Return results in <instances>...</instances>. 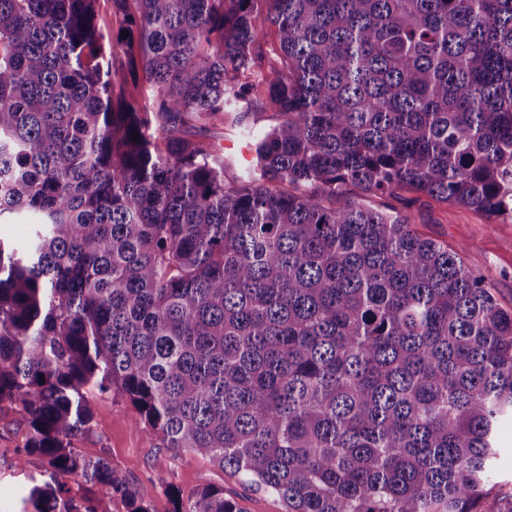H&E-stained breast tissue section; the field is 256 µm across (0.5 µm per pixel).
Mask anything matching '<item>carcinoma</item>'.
Instances as JSON below:
<instances>
[{"mask_svg": "<svg viewBox=\"0 0 512 512\" xmlns=\"http://www.w3.org/2000/svg\"><path fill=\"white\" fill-rule=\"evenodd\" d=\"M98 12L0 0V220L32 218L0 241V403L18 466L48 464L23 512H96L74 477L152 512L74 448L91 389L285 512H512V310L363 200L512 216V0H112L115 33ZM227 123L245 177L193 135ZM174 504L240 512L212 486ZM27 218L14 217L0 223V240L10 241L15 245L24 244L27 236ZM498 448H501L499 454V466L495 481L505 484L506 488H512V421L500 431L497 437Z\"/></svg>", "mask_w": 512, "mask_h": 512, "instance_id": "obj_1", "label": "carcinoma"}]
</instances>
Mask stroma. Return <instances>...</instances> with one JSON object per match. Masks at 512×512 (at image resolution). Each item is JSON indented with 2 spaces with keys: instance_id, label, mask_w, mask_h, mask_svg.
<instances>
[{
  "instance_id": "stroma-1",
  "label": "stroma",
  "mask_w": 512,
  "mask_h": 512,
  "mask_svg": "<svg viewBox=\"0 0 512 512\" xmlns=\"http://www.w3.org/2000/svg\"><path fill=\"white\" fill-rule=\"evenodd\" d=\"M366 202L411 214L420 234L461 250L469 268L490 276L499 304L512 308V217L490 219L415 192L370 196ZM87 400L93 411V433L75 441V448L88 457H107L129 482L150 490L152 512H173L174 498L189 499L207 485L223 488L242 512H283L280 499L252 491L208 458L175 455L162 448L158 437L142 429L139 413L128 400L95 390L88 392ZM24 436L18 406L0 404V512H20L29 475L47 469L36 456L29 457L25 468L17 467V450ZM167 483L173 486V493L164 492Z\"/></svg>"
}]
</instances>
